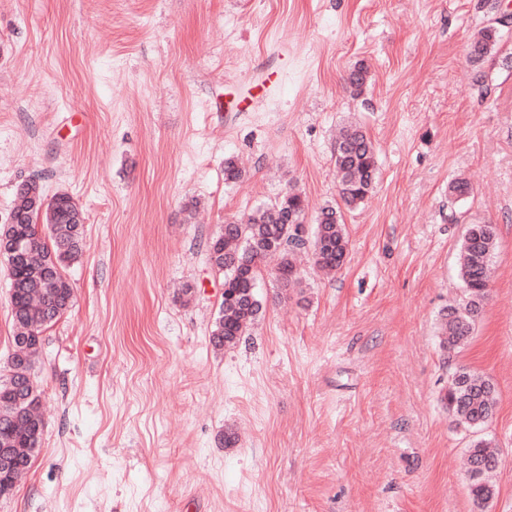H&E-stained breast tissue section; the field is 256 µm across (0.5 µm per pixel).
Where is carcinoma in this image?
<instances>
[{"label": "carcinoma", "instance_id": "1", "mask_svg": "<svg viewBox=\"0 0 512 512\" xmlns=\"http://www.w3.org/2000/svg\"><path fill=\"white\" fill-rule=\"evenodd\" d=\"M508 24L499 19L477 31L469 46V61L480 65L493 56ZM368 69L353 67L347 86L356 95L363 93ZM340 202L327 203L314 217V230L306 237L295 236L293 225L307 223L308 203L294 190L252 213L227 221L209 238L207 252L211 264L224 272V290L236 294L232 304L221 303L210 334L214 349L231 350L257 321L263 304L257 293L261 265L269 255L280 257L275 279L282 288L300 284L293 262L296 252L309 249L315 267L323 272L341 269L348 255V239L342 208L357 206L375 187L378 179L377 152L372 141L357 125L344 126L334 147ZM15 223L1 231L22 246L21 253L9 260L11 276V317L14 326L11 374L0 380V448L13 450L15 470L0 471V485L13 483L28 470L43 437L39 414L40 397L26 374L42 349V333L72 307L70 281L63 273L66 264L81 252L84 217L73 198L66 193L46 198L34 182L17 189L12 207ZM497 227L478 222L469 224L463 235L457 260L463 297L448 309L441 323V343L448 350L466 345L474 324L489 295L492 257L497 247ZM441 401L456 421L480 428L497 412L494 383L467 367L453 374ZM494 444L474 439L468 448L470 490L479 504L489 502L494 486L485 475L488 464L498 460Z\"/></svg>", "mask_w": 512, "mask_h": 512}]
</instances>
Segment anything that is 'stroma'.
<instances>
[{
  "instance_id": "obj_1",
  "label": "stroma",
  "mask_w": 512,
  "mask_h": 512,
  "mask_svg": "<svg viewBox=\"0 0 512 512\" xmlns=\"http://www.w3.org/2000/svg\"><path fill=\"white\" fill-rule=\"evenodd\" d=\"M495 11L512 0H0V225L28 181L86 217L74 305L31 371L42 445L0 512H512V32L468 59ZM271 69L280 89L239 111ZM349 122L379 174L344 214L346 265L301 256L284 291L267 259L262 317L215 351L208 238L292 187L337 200ZM471 222L498 226L490 296L449 353ZM461 366L498 396L484 505L441 402ZM503 28H509L508 24L499 19L477 31L469 46V61L473 65H481L497 52L503 38Z\"/></svg>"
}]
</instances>
